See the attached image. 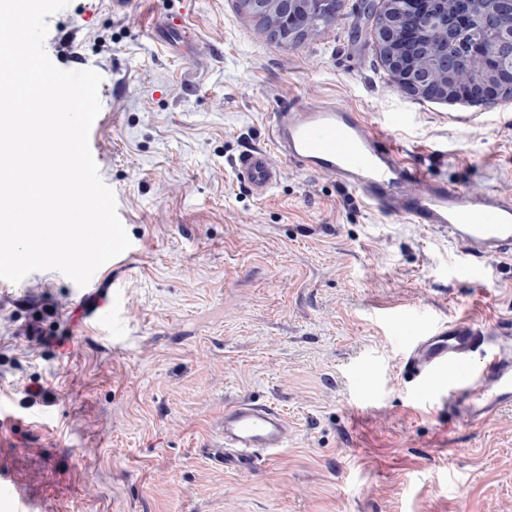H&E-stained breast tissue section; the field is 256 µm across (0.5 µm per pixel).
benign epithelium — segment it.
<instances>
[{"label":"benign epithelium","mask_w":512,"mask_h":512,"mask_svg":"<svg viewBox=\"0 0 512 512\" xmlns=\"http://www.w3.org/2000/svg\"><path fill=\"white\" fill-rule=\"evenodd\" d=\"M266 22L272 42L302 33L315 15L336 13V0H240ZM371 32L394 82L428 100H462L494 107L512 98V0H363ZM474 19L493 35L491 48L477 44L457 52L464 23Z\"/></svg>","instance_id":"obj_1"}]
</instances>
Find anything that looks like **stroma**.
I'll list each match as a JSON object with an SVG mask.
<instances>
[{"label": "stroma", "mask_w": 512, "mask_h": 512, "mask_svg": "<svg viewBox=\"0 0 512 512\" xmlns=\"http://www.w3.org/2000/svg\"><path fill=\"white\" fill-rule=\"evenodd\" d=\"M169 18L176 48L154 34ZM47 24L57 67L102 77L99 174L131 246L86 295L54 270L0 281V512L15 488L42 512H512V408L471 426L425 406L402 357L434 319L512 337V254L456 272L444 234L271 137L275 112L330 100L410 168L512 194V100L408 94L358 0L280 46L239 0H69ZM253 147L281 171L263 198L233 170ZM237 401L292 429L245 473L212 448Z\"/></svg>", "instance_id": "stroma-1"}]
</instances>
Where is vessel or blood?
<instances>
[{"label":"vessel or blood","mask_w":512,"mask_h":512,"mask_svg":"<svg viewBox=\"0 0 512 512\" xmlns=\"http://www.w3.org/2000/svg\"><path fill=\"white\" fill-rule=\"evenodd\" d=\"M272 142L301 170L337 178L373 208L447 233L466 272L479 269L488 257L512 252L511 195L471 193L411 170L400 161L398 148L360 113L329 103L295 106L277 114ZM235 169L258 197L280 179L260 147L240 154ZM496 332L491 325L435 321L408 345L405 364L425 389L447 373V386L434 393L438 403L470 423H484L512 406V348L483 354L480 364L472 362L473 352ZM290 434L287 417L276 408L239 401L224 409L216 452L225 470L244 472L253 467L256 451L278 452Z\"/></svg>","instance_id":"1"}]
</instances>
